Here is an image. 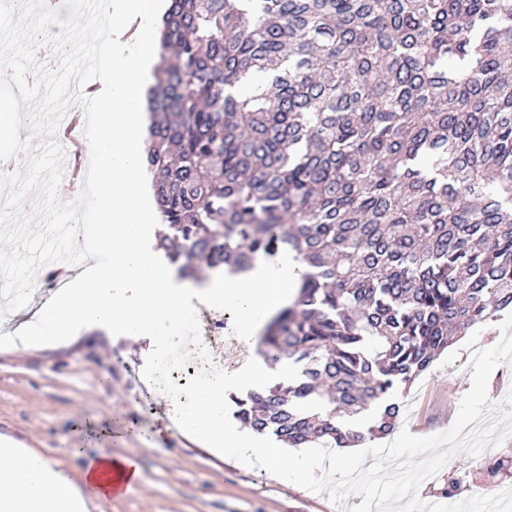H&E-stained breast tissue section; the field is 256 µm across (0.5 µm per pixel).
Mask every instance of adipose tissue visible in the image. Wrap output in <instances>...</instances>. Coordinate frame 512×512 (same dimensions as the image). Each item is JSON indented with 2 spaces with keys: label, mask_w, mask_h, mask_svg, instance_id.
Returning <instances> with one entry per match:
<instances>
[{
  "label": "adipose tissue",
  "mask_w": 512,
  "mask_h": 512,
  "mask_svg": "<svg viewBox=\"0 0 512 512\" xmlns=\"http://www.w3.org/2000/svg\"><path fill=\"white\" fill-rule=\"evenodd\" d=\"M139 474L134 457L102 454L75 483L37 451L0 444V512H89L86 488L119 493Z\"/></svg>",
  "instance_id": "ef3b65f1"
}]
</instances>
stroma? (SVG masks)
I'll return each instance as SVG.
<instances>
[{"label": "stroma", "mask_w": 512, "mask_h": 512, "mask_svg": "<svg viewBox=\"0 0 512 512\" xmlns=\"http://www.w3.org/2000/svg\"><path fill=\"white\" fill-rule=\"evenodd\" d=\"M220 370L234 372L259 357V338L231 334L230 315L199 310ZM499 320L480 323L455 337L432 366L397 389V429L417 436L443 433L454 424L471 387L470 344L495 345ZM134 343L89 333L26 353L0 348V436L43 454L49 463L81 480L104 452L135 456L138 477L121 495L96 498L95 512H338L326 494L306 490L200 447L169 422L168 397L147 381ZM501 467L488 476L491 461ZM457 482L455 501L512 488V437L472 456L454 455L419 486L426 503L443 502L442 488Z\"/></svg>", "instance_id": "1"}]
</instances>
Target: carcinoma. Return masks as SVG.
Wrapping results in <instances>:
<instances>
[{"mask_svg":"<svg viewBox=\"0 0 512 512\" xmlns=\"http://www.w3.org/2000/svg\"><path fill=\"white\" fill-rule=\"evenodd\" d=\"M145 160L192 277L308 267L237 418L299 448L389 434L394 390L512 307V0H169ZM261 75L246 95L231 88Z\"/></svg>","mask_w":512,"mask_h":512,"instance_id":"1","label":"carcinoma"}]
</instances>
